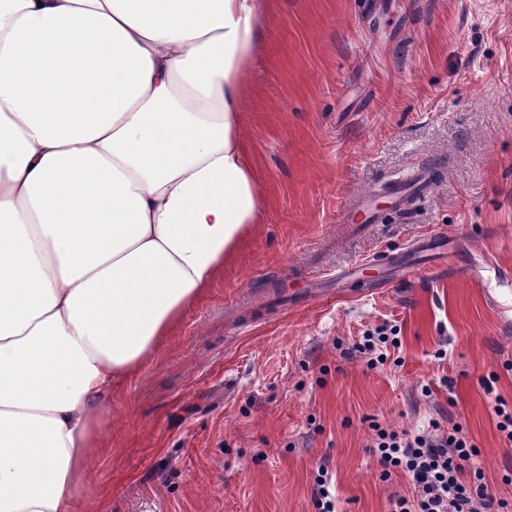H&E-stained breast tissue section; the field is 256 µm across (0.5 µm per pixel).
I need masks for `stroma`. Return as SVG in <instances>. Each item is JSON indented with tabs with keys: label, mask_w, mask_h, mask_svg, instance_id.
Listing matches in <instances>:
<instances>
[{
	"label": "stroma",
	"mask_w": 512,
	"mask_h": 512,
	"mask_svg": "<svg viewBox=\"0 0 512 512\" xmlns=\"http://www.w3.org/2000/svg\"><path fill=\"white\" fill-rule=\"evenodd\" d=\"M243 133L262 214L171 336L103 405L100 512H315L317 469L339 512H391L369 423L461 425L494 494L512 502V447L483 384L512 404V300L457 273L512 268V0H263ZM443 161L432 191L342 223L370 189ZM460 235L445 264L305 300L313 275L410 239ZM395 327L368 369L347 352ZM446 357L436 358L438 349ZM431 395H424L423 386Z\"/></svg>",
	"instance_id": "stroma-1"
}]
</instances>
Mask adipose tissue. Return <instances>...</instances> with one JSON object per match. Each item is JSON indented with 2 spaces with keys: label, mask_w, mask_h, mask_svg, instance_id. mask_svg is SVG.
<instances>
[{
  "label": "adipose tissue",
  "mask_w": 512,
  "mask_h": 512,
  "mask_svg": "<svg viewBox=\"0 0 512 512\" xmlns=\"http://www.w3.org/2000/svg\"><path fill=\"white\" fill-rule=\"evenodd\" d=\"M262 0H0V512H94L103 403L261 198Z\"/></svg>",
  "instance_id": "obj_1"
}]
</instances>
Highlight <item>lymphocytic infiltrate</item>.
<instances>
[{
    "instance_id": "1",
    "label": "lymphocytic infiltrate",
    "mask_w": 512,
    "mask_h": 512,
    "mask_svg": "<svg viewBox=\"0 0 512 512\" xmlns=\"http://www.w3.org/2000/svg\"><path fill=\"white\" fill-rule=\"evenodd\" d=\"M371 454L380 479L405 475L411 493L393 501L392 512H512L493 495L479 464L480 451L461 425L438 420L415 429L371 422Z\"/></svg>"
}]
</instances>
